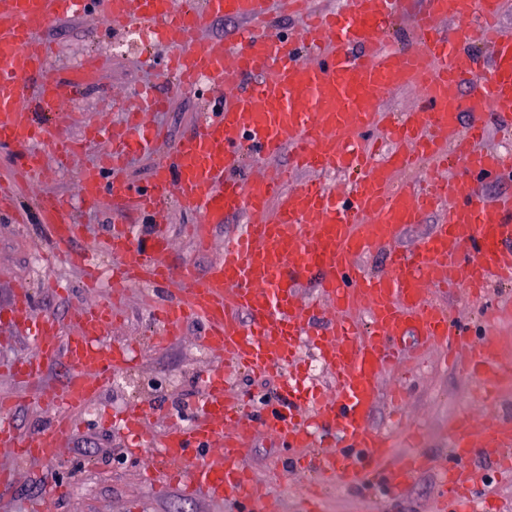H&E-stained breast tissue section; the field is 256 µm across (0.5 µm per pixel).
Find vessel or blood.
Returning <instances> with one entry per match:
<instances>
[{
  "instance_id": "vessel-or-blood-1",
  "label": "vessel or blood",
  "mask_w": 512,
  "mask_h": 512,
  "mask_svg": "<svg viewBox=\"0 0 512 512\" xmlns=\"http://www.w3.org/2000/svg\"><path fill=\"white\" fill-rule=\"evenodd\" d=\"M92 3L112 23L151 31L166 51L164 78L222 93L217 105L206 106L198 130L155 163L146 187H128L120 176L130 156L154 150L159 135L146 116L166 108L162 98L127 113L110 133L105 160L82 169L85 205L112 195L126 210L151 213L178 198L199 218L189 227L195 245L214 253L205 270L176 267L165 259V230L137 239L116 224L104 243L113 285H173V298L153 307L160 343L181 339L195 322L200 346L234 368L289 371L281 396L258 419L226 397L220 368L207 373L201 414L190 425H171L159 436L146 405L128 408L120 419L124 433L155 458L139 476L161 489L174 484L184 494L201 491L258 512L271 507L272 496L245 458L262 432L277 445L304 450L297 465L307 476V512H320L328 484L355 491L380 482L394 498L435 466L442 499L470 512L473 490L486 477L479 460L512 469V412L487 407L491 387L512 381L496 332L498 320L512 318V302L487 313L484 342L475 347L440 299L512 285V191L492 201L477 192L512 182V156L485 146L489 119L512 128V33L501 25L512 0H426L404 47L389 33L405 0H343L340 8L316 10L310 0H0V148L21 151L0 179V214L15 224L38 219L52 256L82 269L91 284L98 273L86 259L93 247L86 225L70 215L64 197L46 194L29 207L19 187L43 171L44 147L63 167L81 141L102 130L86 125L77 141L62 128L20 120L19 110L50 105L58 93L54 49L42 31ZM277 15L302 24L282 31L273 23ZM223 17L242 22L235 40H193L209 20ZM386 89L416 92L417 109L384 110ZM285 150L290 169L348 176L346 197L314 180L292 187L282 174L249 172L250 161ZM422 161L438 169L457 162L462 173L406 180ZM438 210L443 219L413 249L402 247L405 231ZM231 215L242 217L239 230L213 250L216 228ZM375 254L385 258L378 274L364 265ZM117 318L108 302L78 306L67 332L54 316H34L24 290L0 309V327L31 344L8 376L22 388L39 384L37 403L53 411L47 426L24 434L13 418L19 400L0 397V446L12 454L11 464L0 466L1 487L16 482L23 464L57 463L74 430L73 412L135 366L131 345L101 341ZM306 349L325 367L329 386L309 383L301 362ZM426 349L484 386L481 404L462 412L448 433L453 468L437 466L422 449L424 435L414 423L404 422L399 432L419 449L398 459L395 433L370 424L385 372L419 364ZM58 363L69 369L66 381L43 385Z\"/></svg>"
}]
</instances>
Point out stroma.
Masks as SVG:
<instances>
[{
	"label": "stroma",
	"instance_id": "35a3bbf8",
	"mask_svg": "<svg viewBox=\"0 0 512 512\" xmlns=\"http://www.w3.org/2000/svg\"><path fill=\"white\" fill-rule=\"evenodd\" d=\"M125 34V28L112 25L93 10L51 23L45 36L57 47L53 65L62 95L52 108L45 110L44 117L50 120L55 111H67V133L76 138L86 119L112 124L119 113L135 103L137 91L149 84L169 98L168 110L151 114L149 120L163 129L167 146H175L203 121L205 100L193 90H171L158 69L143 67L140 59L144 48L136 47L125 56L114 57L112 46L122 41ZM93 53L106 56L105 67L95 73L90 83L74 85V70L84 57ZM106 149L102 142L87 144L74 160L72 171L63 174L55 173L53 159H46L44 174L23 188L22 200L30 204L47 193L76 199L77 170L98 161ZM73 214L80 223L87 225L93 239L100 238L108 225L114 223L135 225L144 235L157 225L168 226L172 240L168 260L174 265L188 262L202 269L212 258L211 253L199 250L184 236V225L196 223L197 216L176 203L157 216L133 215L120 209L110 196L97 207L77 203ZM47 249L39 224L19 227L0 216V307L9 306L14 292L23 288L34 295L36 313H48L64 322L73 305L107 298V291L86 287L76 267L49 263L40 278L29 277L26 273L29 252ZM147 298L143 289L129 288L125 299L126 322L106 332L109 341L144 345L143 363L135 371L142 385L135 390L121 383L111 385L102 391L97 404L105 409L121 410L140 402L151 403L155 408L152 423L159 430L173 417L188 421L195 416L203 400V374L217 366L218 360L200 357L195 338L201 327L195 323L187 324L183 341L155 343L160 327L146 304ZM400 380L409 390L408 417L423 427L430 449L443 453L455 418L478 401L475 380L456 370H444L431 364ZM124 445L123 438L100 424L98 416L90 412L77 415L76 432L58 464L23 465L19 484L0 487V512H26L28 503L36 498L41 499L45 512H129L130 501L134 498L138 499L141 512H239L237 505L230 502L213 505L201 498L184 497L174 488L158 492L138 482L134 462H126L118 468L104 458V449ZM288 458L287 449L278 447L261 433L252 445L246 464L259 479L270 484L279 512H298L296 487L301 476L287 470ZM56 482L67 484L70 489L65 503H56L49 492ZM439 493L436 472L429 469L416 474L404 493L395 499L366 490L331 492L324 500V512H433Z\"/></svg>",
	"mask_w": 512,
	"mask_h": 512
}]
</instances>
